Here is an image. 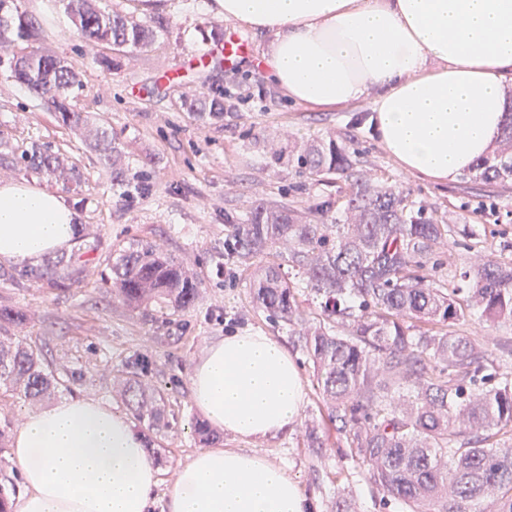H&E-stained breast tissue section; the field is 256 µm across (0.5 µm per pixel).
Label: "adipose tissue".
<instances>
[{"label":"adipose tissue","instance_id":"1","mask_svg":"<svg viewBox=\"0 0 512 512\" xmlns=\"http://www.w3.org/2000/svg\"><path fill=\"white\" fill-rule=\"evenodd\" d=\"M215 16L263 36L267 79L295 105L369 102L385 150L406 172L448 183L497 140L512 106V0H211ZM62 194L0 180V259L68 249ZM190 389L214 426L245 440L288 432L304 403L297 364L274 336L211 342ZM24 489L14 512H152L159 472L142 436L83 397L31 414L14 438ZM167 512H315L279 465L247 448H204L167 490Z\"/></svg>","mask_w":512,"mask_h":512}]
</instances>
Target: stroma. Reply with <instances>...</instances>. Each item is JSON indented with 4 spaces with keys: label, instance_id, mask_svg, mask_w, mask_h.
<instances>
[{
    "label": "stroma",
    "instance_id": "stroma-1",
    "mask_svg": "<svg viewBox=\"0 0 512 512\" xmlns=\"http://www.w3.org/2000/svg\"><path fill=\"white\" fill-rule=\"evenodd\" d=\"M208 0H161L155 12L141 0H98L105 11L140 21L157 14L172 28L148 49L115 51L112 45L86 44L64 10L62 0H14L18 12L33 16L39 28L15 51L41 50L64 59L81 86L70 103L90 124L104 127L126 152L130 174L147 171L150 188L112 183L111 170L99 162L88 140L61 126L43 99L0 68V179L37 180L63 193L76 212V236L69 250L78 269L76 281L49 288L30 275V265L6 261L0 268V308L22 317L7 335L23 336L43 350L59 377L82 372L81 380L58 393V400L93 397L116 412L125 407L113 391L118 375L140 378L168 395L172 426L150 434L163 457L157 504H164L169 481L201 445L191 425L199 419L189 375L206 345L230 330L261 331L285 345L287 327L267 322L251 302L249 273L224 262V226L240 221L258 202L289 204L305 210L328 201L338 206L349 192L345 180L326 183L294 164H273L270 143L288 151L303 140L336 133L354 151L362 169L379 181L397 183L410 201L426 205L450 226L448 240L436 249L440 264L431 272L436 285L450 287L463 268L477 260L512 257V184L487 186L464 174L434 184L402 170L380 143L362 101L332 111L293 105L267 81L259 64L265 41L249 29L227 22L225 35L245 39L248 52L237 64L190 66L189 58L209 50ZM113 59L104 69L96 56ZM223 90L231 110L223 121L201 123L180 106L182 92ZM45 144L76 165L80 184L64 185L34 176L18 164L21 149ZM141 240L191 269L201 294L187 311L155 304L131 309L111 292V266L122 249ZM301 365L304 404L292 430L257 441L256 449L282 465L314 496L317 512H330L345 498L355 512H407L385 499L351 457L342 435L326 422L327 413L304 355ZM323 422L327 444L307 447L306 423Z\"/></svg>",
    "mask_w": 512,
    "mask_h": 512
}]
</instances>
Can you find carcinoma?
<instances>
[{"mask_svg": "<svg viewBox=\"0 0 512 512\" xmlns=\"http://www.w3.org/2000/svg\"><path fill=\"white\" fill-rule=\"evenodd\" d=\"M65 11L83 39L118 50L143 49L169 32L170 20L138 22L102 11L92 0H65ZM34 18L0 0V67L47 99L63 125L86 122L69 107L77 74L57 57L30 51L4 58L8 46L30 38ZM181 106L201 119L222 120L224 93L184 96ZM99 162L112 183L129 181L124 151L105 129L94 134ZM288 160L310 175L349 184L336 215L318 204L306 212L260 202L237 224L225 225L224 258L254 268L252 303L265 319L286 325L312 364L329 421L370 483L403 502L408 512H512V378L500 372L512 343L494 357L476 340L450 331L476 310L485 322L512 321V261L486 259L460 274L449 291L433 285L428 263L450 228L398 188L373 182L346 146L328 138L307 143ZM25 168L61 173L56 153L34 144L18 158ZM486 183L512 182V121L499 147L472 169ZM281 247L289 266L319 299V318L304 317L299 291L279 265L256 259ZM31 275L49 288L75 280L71 261L49 259ZM201 285L153 243L123 249L112 263V295L136 309L152 302L175 311L194 306ZM65 381L25 338H0V388L30 405ZM133 419L149 431L167 427L164 394L138 376L119 381Z\"/></svg>", "mask_w": 512, "mask_h": 512, "instance_id": "cac0c4a2", "label": "carcinoma"}]
</instances>
